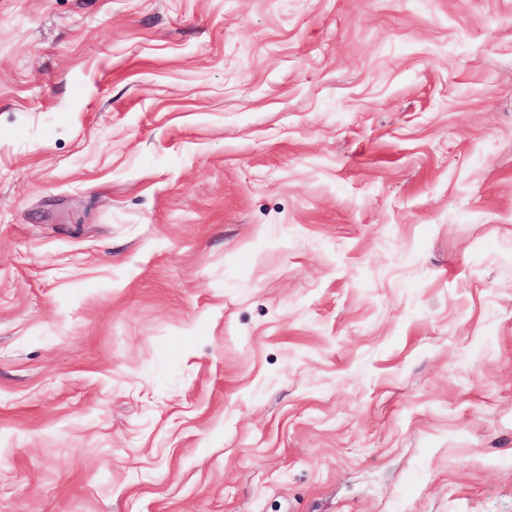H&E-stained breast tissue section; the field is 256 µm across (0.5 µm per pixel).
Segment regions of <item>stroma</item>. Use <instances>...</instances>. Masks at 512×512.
Returning a JSON list of instances; mask_svg holds the SVG:
<instances>
[{
	"label": "stroma",
	"instance_id": "stroma-1",
	"mask_svg": "<svg viewBox=\"0 0 512 512\" xmlns=\"http://www.w3.org/2000/svg\"><path fill=\"white\" fill-rule=\"evenodd\" d=\"M0 512H512V0H0Z\"/></svg>",
	"mask_w": 512,
	"mask_h": 512
}]
</instances>
